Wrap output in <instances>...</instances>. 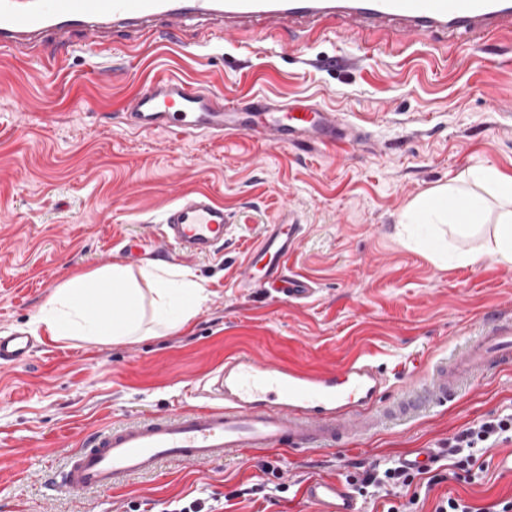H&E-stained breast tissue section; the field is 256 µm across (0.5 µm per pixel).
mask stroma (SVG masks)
I'll list each match as a JSON object with an SVG mask.
<instances>
[{"mask_svg": "<svg viewBox=\"0 0 512 512\" xmlns=\"http://www.w3.org/2000/svg\"><path fill=\"white\" fill-rule=\"evenodd\" d=\"M195 30L133 52V35H117L106 63L75 34L63 65L49 70L0 52V335L24 331L37 345L25 366L0 365V512H180L193 501L202 512H314L306 483H351L419 448L440 457L410 489L363 500V512L398 503L434 512L449 497L495 512L512 497V474L493 458L512 452V442L487 451L471 482L453 477L442 451L460 431L512 409V369L489 372L406 425L327 450L245 448L206 465L164 462L109 491L49 496L48 479L88 431L191 408L199 380L228 355L307 370L368 355L389 399L422 381L488 315L512 313V264L435 262L402 243L399 224L412 200L469 167L512 174V36L477 50L438 32L397 51L388 28L389 49L364 54L357 31L311 47L283 29L206 48ZM163 76L228 98L311 100L366 140L303 150L242 134L128 129L121 101ZM189 191L208 193L230 215L222 251L152 260L116 249ZM284 218L300 227L285 273L311 284L303 300L239 285L265 225ZM152 261L190 272L205 291L182 329L105 344L33 329L71 276Z\"/></svg>", "mask_w": 512, "mask_h": 512, "instance_id": "35a3bbf8", "label": "stroma"}]
</instances>
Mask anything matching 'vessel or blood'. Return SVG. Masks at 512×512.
<instances>
[{
  "label": "vessel or blood",
  "instance_id": "obj_1",
  "mask_svg": "<svg viewBox=\"0 0 512 512\" xmlns=\"http://www.w3.org/2000/svg\"><path fill=\"white\" fill-rule=\"evenodd\" d=\"M206 22L202 43L263 25L274 31L295 25L325 32L329 22L345 30L401 25L404 42L434 33L478 46L491 34L512 31V0H0V50L58 63L57 48L81 33L97 55L108 58L112 37L135 32L143 39L158 30L176 35L190 21ZM123 123L141 132L170 135L241 133L270 137L284 147H333L356 141L336 113L315 105L252 111L247 99H225L178 78H158L124 103ZM230 217L203 192L183 193L156 225L168 251L188 258L213 255L224 244ZM295 224H271L251 251L244 288L271 286L307 297L311 287L283 280L281 271L297 243ZM33 342L17 331L0 336V364L27 363ZM512 367V315L487 319L461 353L440 359L419 384L382 399L386 378L361 355L321 370L266 363L240 351L225 357L199 383L197 408L133 421L88 433L72 450L66 470L48 482L51 493L74 496L109 489L133 475L153 472L161 462L208 464L241 448L319 450L342 439L374 432L390 421L450 402L460 388L490 371ZM305 493L318 512H361L357 496L339 479L310 482Z\"/></svg>",
  "mask_w": 512,
  "mask_h": 512
}]
</instances>
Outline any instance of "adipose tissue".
I'll list each match as a JSON object with an SVG mask.
<instances>
[{
    "instance_id": "ef3b65f1",
    "label": "adipose tissue",
    "mask_w": 512,
    "mask_h": 512,
    "mask_svg": "<svg viewBox=\"0 0 512 512\" xmlns=\"http://www.w3.org/2000/svg\"><path fill=\"white\" fill-rule=\"evenodd\" d=\"M498 205L496 223L484 232L488 199ZM402 223L423 227L419 242L436 259L471 265L488 258L512 264V175L473 168L410 202ZM149 291H142L140 281ZM205 299L200 285L177 270L150 265L140 271L115 264L76 276L57 289L33 321L53 336H81L108 343L146 335L145 317L158 330L178 329Z\"/></svg>"
}]
</instances>
